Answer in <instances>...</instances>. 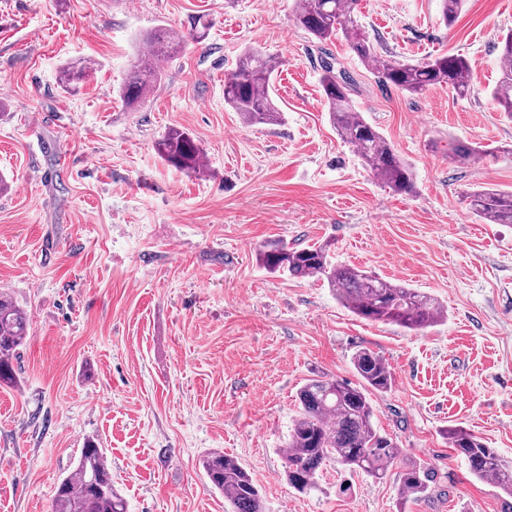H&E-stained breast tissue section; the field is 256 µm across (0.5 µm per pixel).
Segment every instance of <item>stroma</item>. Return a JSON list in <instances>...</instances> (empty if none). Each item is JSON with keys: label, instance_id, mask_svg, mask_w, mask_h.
Wrapping results in <instances>:
<instances>
[{"label": "stroma", "instance_id": "stroma-1", "mask_svg": "<svg viewBox=\"0 0 512 512\" xmlns=\"http://www.w3.org/2000/svg\"><path fill=\"white\" fill-rule=\"evenodd\" d=\"M293 0H0V289L30 315L0 386V512H52L55 488L87 442L102 448L127 512H228L202 458L238 460L265 512H507L443 432L461 426L512 459V224H485L469 193L512 190V118L491 91L512 0H466L445 24L440 0H357L382 53H442L472 65L473 93L414 96L381 86L344 38L316 42ZM211 27L194 40L191 22ZM183 38L137 109L120 91L143 38ZM278 58L282 114L250 125L224 102L248 49ZM95 68L63 92L59 69ZM350 75L356 109L414 168L398 195L338 136L322 61ZM188 132L204 171L168 165L155 144ZM487 153L450 161L448 143ZM330 243L337 262L423 289L445 307L409 331L361 320L326 282L269 272L267 241ZM393 374L372 394L374 423L402 454L386 479L327 462L301 494L282 450L297 389L315 376L358 383L355 352ZM432 469L429 495L402 500L403 467Z\"/></svg>", "mask_w": 512, "mask_h": 512}]
</instances>
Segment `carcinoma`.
<instances>
[{
    "mask_svg": "<svg viewBox=\"0 0 512 512\" xmlns=\"http://www.w3.org/2000/svg\"><path fill=\"white\" fill-rule=\"evenodd\" d=\"M356 0H294L297 25L321 43L343 35L355 56L365 63L378 81L411 94H422L434 86H446L459 98L473 92L470 62L455 54H442L425 61L394 59L378 51L370 35L354 18ZM180 44L170 31L154 33L149 49L156 59L169 58ZM501 77L492 91L499 111L512 117V32L497 43ZM91 60L63 67L58 82L65 92L76 89L93 69ZM273 58L259 51H247L224 81V102L250 124H274L280 112L272 100ZM160 69L139 59L131 69L121 98L128 108L145 101L153 90ZM330 119L340 138L352 145L363 163L386 187L397 194L415 189L410 163L398 155L387 139L353 105L351 81L323 68L320 79ZM160 157L188 172L202 167L198 146L189 133L172 128L156 143ZM482 150L460 140L448 142V157L477 160ZM473 214L487 224H512V192L478 189L469 194ZM257 260L271 272L296 278H316L327 282L337 300L354 315L410 331L433 327L445 309L432 295L403 283L381 278L354 265L332 261L330 246L313 244L301 249L283 241L261 246ZM29 318L6 292L0 291V383L15 381L14 361L26 342ZM360 383L323 376L309 379L297 392L298 414L292 421L284 453L288 485L305 494L317 486L323 465L335 460L350 473L362 472L376 480L386 478L397 463L401 449L381 434L373 422L370 394L388 391L393 375L376 353L362 349L352 357ZM448 447L468 465L470 473L512 497V461L504 459L468 430L453 426L445 430ZM202 467L212 485L224 494L231 512H264L256 483L240 464L220 452L202 459ZM103 449L88 442L72 474L63 478L54 496L55 512H126L124 500L110 480ZM432 475L425 466H411L400 476L401 486L413 500L429 494Z\"/></svg>",
    "mask_w": 512,
    "mask_h": 512,
    "instance_id": "1",
    "label": "carcinoma"
}]
</instances>
